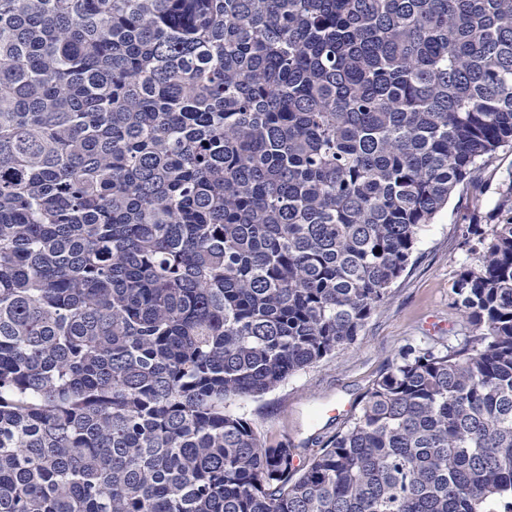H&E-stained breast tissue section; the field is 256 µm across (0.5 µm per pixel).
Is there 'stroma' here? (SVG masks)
Instances as JSON below:
<instances>
[{
    "mask_svg": "<svg viewBox=\"0 0 512 512\" xmlns=\"http://www.w3.org/2000/svg\"><path fill=\"white\" fill-rule=\"evenodd\" d=\"M512 177V148L499 150L474 180L458 187L420 233L414 261L348 349L288 378L257 398L232 404L268 444L288 443L308 456L314 440L335 433L341 418L407 346L454 342L469 327L454 304L456 274L476 263L467 241L471 224H497L496 204Z\"/></svg>",
    "mask_w": 512,
    "mask_h": 512,
    "instance_id": "1",
    "label": "stroma"
}]
</instances>
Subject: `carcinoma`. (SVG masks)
Wrapping results in <instances>:
<instances>
[{"mask_svg":"<svg viewBox=\"0 0 512 512\" xmlns=\"http://www.w3.org/2000/svg\"><path fill=\"white\" fill-rule=\"evenodd\" d=\"M508 143L512 0H0V512H512V216L309 458L230 410Z\"/></svg>","mask_w":512,"mask_h":512,"instance_id":"obj_1","label":"carcinoma"}]
</instances>
